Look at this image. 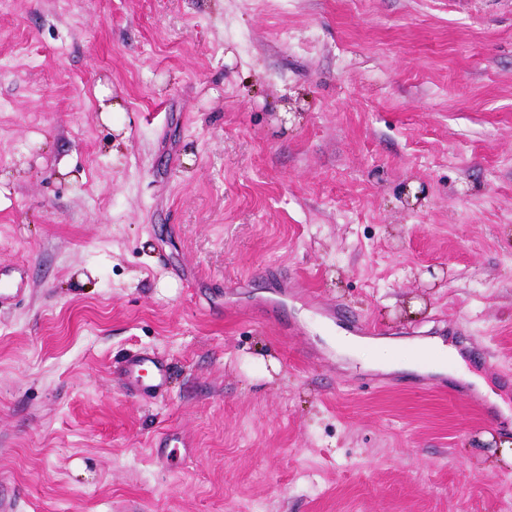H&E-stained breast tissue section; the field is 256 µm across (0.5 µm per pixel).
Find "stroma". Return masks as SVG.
<instances>
[{"mask_svg": "<svg viewBox=\"0 0 512 512\" xmlns=\"http://www.w3.org/2000/svg\"><path fill=\"white\" fill-rule=\"evenodd\" d=\"M0 196L10 512H512V0H0ZM93 93L102 116L106 117L114 112H123L124 107L120 98L112 99V90L106 84L101 83V81L98 82ZM340 334L341 335L336 337L342 340L343 345L346 346L350 352L358 355L370 353L374 356L371 360L373 363L406 369H413L415 367L414 357L403 349L390 345H372L370 343L363 342L354 336L345 335L346 332L344 331ZM423 348L429 349L438 356V359L431 363V368L434 371L443 372L445 360L448 362V359L454 360L460 364L463 363L458 350L454 346L446 345L440 338L429 341ZM124 376L131 393L161 392L169 383L170 367L156 354L141 353L127 363Z\"/></svg>", "mask_w": 512, "mask_h": 512, "instance_id": "obj_1", "label": "stroma"}]
</instances>
